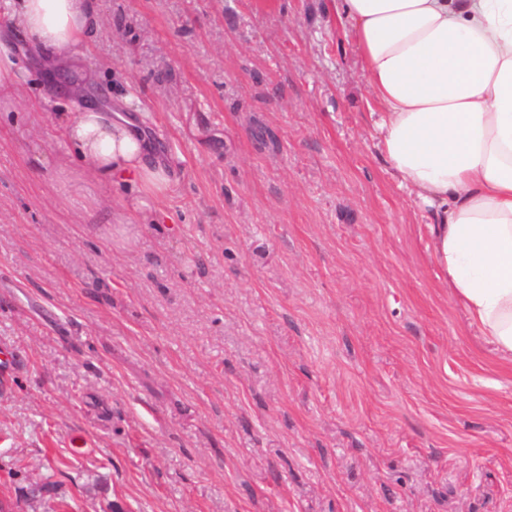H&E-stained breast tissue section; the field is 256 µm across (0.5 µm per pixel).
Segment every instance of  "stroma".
Masks as SVG:
<instances>
[{"mask_svg": "<svg viewBox=\"0 0 512 512\" xmlns=\"http://www.w3.org/2000/svg\"><path fill=\"white\" fill-rule=\"evenodd\" d=\"M337 4L97 0L88 101L175 169L151 224L73 162L80 104L0 15L22 68L0 95L19 512H512V359L379 155Z\"/></svg>", "mask_w": 512, "mask_h": 512, "instance_id": "1", "label": "stroma"}]
</instances>
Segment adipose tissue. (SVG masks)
<instances>
[{
	"mask_svg": "<svg viewBox=\"0 0 512 512\" xmlns=\"http://www.w3.org/2000/svg\"><path fill=\"white\" fill-rule=\"evenodd\" d=\"M377 105L379 154L429 211L434 256L471 325L512 357V0H341ZM50 67L85 80L76 48L94 0H0ZM64 137L99 179L128 183L145 213L166 162L133 118L88 105Z\"/></svg>",
	"mask_w": 512,
	"mask_h": 512,
	"instance_id": "ef3b65f1",
	"label": "adipose tissue"
}]
</instances>
